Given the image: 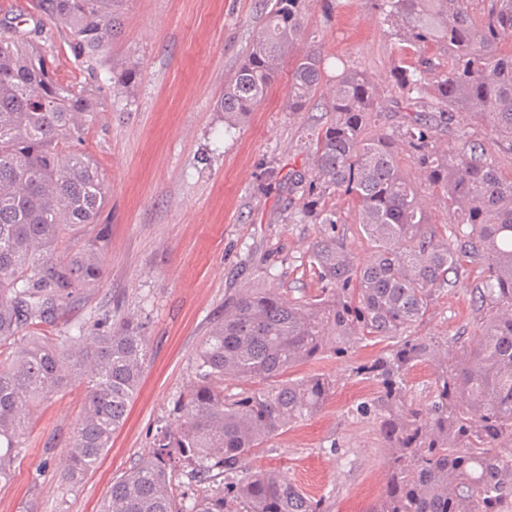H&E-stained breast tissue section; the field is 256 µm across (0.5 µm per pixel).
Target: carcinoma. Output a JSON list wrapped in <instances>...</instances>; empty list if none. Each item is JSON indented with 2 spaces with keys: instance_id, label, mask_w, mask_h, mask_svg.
I'll return each mask as SVG.
<instances>
[{
  "instance_id": "obj_1",
  "label": "carcinoma",
  "mask_w": 512,
  "mask_h": 512,
  "mask_svg": "<svg viewBox=\"0 0 512 512\" xmlns=\"http://www.w3.org/2000/svg\"><path fill=\"white\" fill-rule=\"evenodd\" d=\"M129 0H37L33 28H0V482L34 406L85 379L83 416L63 475L94 468L124 426L140 388L149 341L131 320L104 314L74 325L61 349L26 332L53 323L81 290L103 277L104 235L62 254L104 205L96 161L77 149L102 100L91 85L63 84L37 45L44 21L68 30L72 51L92 57L121 33ZM264 24L218 107L234 128L264 100L283 62L294 57L285 108L303 112L325 78L309 39V0H261ZM376 0L400 58L382 87L363 70L332 81V118L312 140V167L288 171V194L314 224L343 223L326 200L343 194L369 242L361 257L338 235L313 242L308 272L322 285L307 300L277 288H243L224 301L196 357V376L178 405L180 422L152 451L112 481L101 512H186L172 483L181 461L215 483L191 512H327L324 500L247 462L271 436L315 415L334 393L322 374L285 378L292 369L343 355L360 340L392 339L360 364L374 396L357 407L388 449L386 482L370 512H512V176L493 149L512 147V0ZM405 114L386 133L390 98ZM459 112L486 133L461 132L443 144L433 122ZM419 170L422 184L410 168ZM442 198L448 224L430 223L422 190ZM480 267L471 298L480 336L438 349L414 335L450 280ZM434 360L433 391L413 397L411 370Z\"/></svg>"
}]
</instances>
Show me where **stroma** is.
<instances>
[{"instance_id":"1","label":"stroma","mask_w":512,"mask_h":512,"mask_svg":"<svg viewBox=\"0 0 512 512\" xmlns=\"http://www.w3.org/2000/svg\"><path fill=\"white\" fill-rule=\"evenodd\" d=\"M262 23L257 0H130L119 37L90 59L74 56L67 33L48 26L51 66L64 80L94 82L103 101L82 149L106 177L100 221L110 245L99 284L40 333L61 336L108 311L140 324L149 352L126 424L80 480H65L62 465L83 413L84 382L36 409L10 479L0 483V512H99L112 481L149 453L160 429L176 426L196 355L223 319L230 291L261 283L294 298L316 294L308 251L333 231L365 254L347 197L333 199L344 218L337 227L293 217L299 202L288 196V171L308 169L304 142L321 111H286L287 77L244 124L224 128L217 101ZM308 29L327 77L346 65L387 84L399 51L374 0H311ZM128 67L138 72L134 87L114 90L113 75ZM478 275L471 266L445 288L416 335L438 343L476 335L470 290ZM386 347L358 342L343 356L294 368L297 376L335 379L336 391L318 414L267 439L250 467L326 497L329 512H369L384 488L387 450L373 422L355 412L375 386L354 369Z\"/></svg>"}]
</instances>
